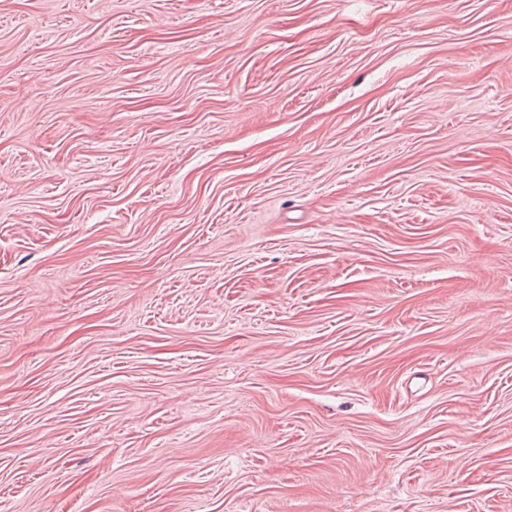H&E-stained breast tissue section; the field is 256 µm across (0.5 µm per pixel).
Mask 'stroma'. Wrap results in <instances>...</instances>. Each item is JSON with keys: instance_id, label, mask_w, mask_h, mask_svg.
<instances>
[{"instance_id": "stroma-1", "label": "stroma", "mask_w": 512, "mask_h": 512, "mask_svg": "<svg viewBox=\"0 0 512 512\" xmlns=\"http://www.w3.org/2000/svg\"><path fill=\"white\" fill-rule=\"evenodd\" d=\"M0 512H512V0H0Z\"/></svg>"}]
</instances>
